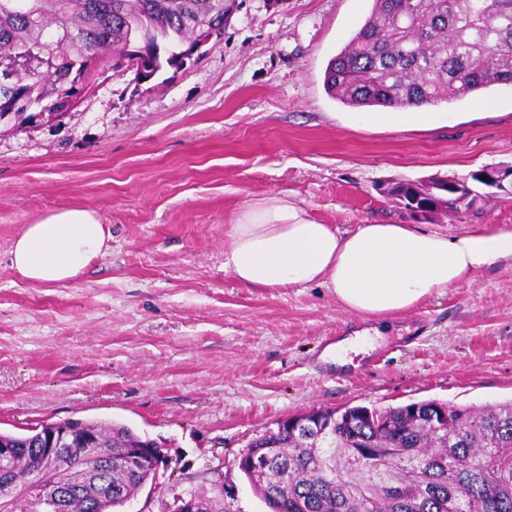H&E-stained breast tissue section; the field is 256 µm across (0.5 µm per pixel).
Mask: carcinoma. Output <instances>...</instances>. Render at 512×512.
I'll return each mask as SVG.
<instances>
[{"label":"carcinoma","instance_id":"cac0c4a2","mask_svg":"<svg viewBox=\"0 0 512 512\" xmlns=\"http://www.w3.org/2000/svg\"><path fill=\"white\" fill-rule=\"evenodd\" d=\"M238 0H0V61L18 60L13 86H0V112L21 94L43 107L75 90V73L105 50L122 53L139 38L166 53L191 46L194 25L219 26ZM50 75L34 79L30 67ZM512 83V0H372V8L324 72L328 94L358 109H409L473 97ZM393 182L383 193L417 221L414 210L457 214L474 199L453 180ZM336 418L335 447L286 428L259 446L273 456L255 489L271 512H512V402L478 411L444 405L445 439L424 425L433 401ZM111 442L112 483L134 491L144 476L123 471L124 448L140 436L124 425L89 422ZM377 461L374 481L353 470Z\"/></svg>","mask_w":512,"mask_h":512}]
</instances>
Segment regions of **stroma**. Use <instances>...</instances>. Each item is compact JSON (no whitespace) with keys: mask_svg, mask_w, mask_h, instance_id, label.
I'll list each match as a JSON object with an SVG mask.
<instances>
[{"mask_svg":"<svg viewBox=\"0 0 512 512\" xmlns=\"http://www.w3.org/2000/svg\"><path fill=\"white\" fill-rule=\"evenodd\" d=\"M372 0H243L219 41L151 81L90 77L61 124L0 135V430L68 420L125 425L164 464L122 512L174 496L269 512L235 458L275 423L317 409L512 400V263L433 292L389 321L324 288H251L224 238L258 198H288L351 233L408 223L382 192L512 166V86L440 104L428 130L356 124L324 89L328 62ZM428 230L512 225V185L478 186ZM86 208L107 254L71 283L37 286L10 263L24 225ZM368 336L336 368L328 338Z\"/></svg>","mask_w":512,"mask_h":512,"instance_id":"stroma-1","label":"stroma"}]
</instances>
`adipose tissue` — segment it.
I'll list each match as a JSON object with an SVG mask.
<instances>
[{
  "label": "adipose tissue",
  "instance_id": "ef3b65f1",
  "mask_svg": "<svg viewBox=\"0 0 512 512\" xmlns=\"http://www.w3.org/2000/svg\"><path fill=\"white\" fill-rule=\"evenodd\" d=\"M110 234L95 214L72 208L26 225L11 251L12 267L35 285L74 281L106 255ZM512 260V225L456 233L410 224H364L351 234L311 221L281 196L248 205L224 243V269L259 288H327L347 310L389 319L432 292Z\"/></svg>",
  "mask_w": 512,
  "mask_h": 512
}]
</instances>
